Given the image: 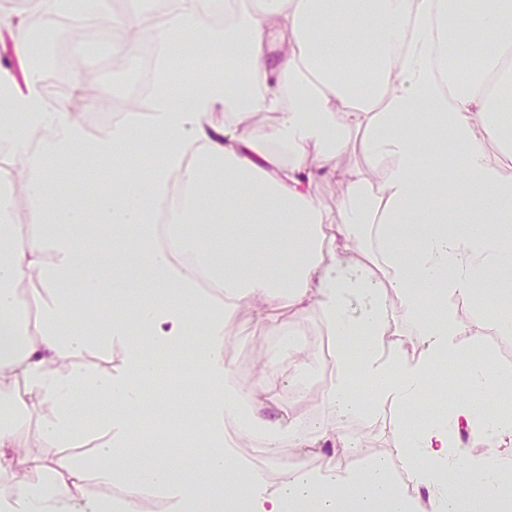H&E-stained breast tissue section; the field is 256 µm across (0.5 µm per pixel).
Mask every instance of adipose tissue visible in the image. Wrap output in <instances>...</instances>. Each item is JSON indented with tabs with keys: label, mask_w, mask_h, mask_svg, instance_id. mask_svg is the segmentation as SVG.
Wrapping results in <instances>:
<instances>
[{
	"label": "adipose tissue",
	"mask_w": 512,
	"mask_h": 512,
	"mask_svg": "<svg viewBox=\"0 0 512 512\" xmlns=\"http://www.w3.org/2000/svg\"><path fill=\"white\" fill-rule=\"evenodd\" d=\"M216 1L224 7L220 25L209 21ZM109 23L129 33L113 42V55L133 61L135 38L146 34L156 53L144 108L113 120L103 139L86 142L68 103L48 107L39 71L21 91L0 66V153L22 164L33 223L20 236L11 198L0 197V405L20 412L38 400L45 443L98 439L96 476L118 483L122 497H79L87 478L81 468L67 458L32 457L34 481L13 484L0 512H122L154 495L167 512H210L217 498L247 500L251 512L310 503L316 512H345L349 497L357 512H469L451 481L461 470L476 496L502 498L512 472V418L498 413L489 389H511V371L468 364L467 401H436L432 417L416 426L405 412L441 391V363L465 362L457 339L468 327L448 299L478 296L491 277L512 269V251L495 230L512 223V177L488 147L495 140L512 151V114L498 95L512 87V0H257L252 8L242 0H155L153 13L115 14ZM217 51L223 77L204 70L175 85L171 59ZM340 57L371 58L370 76L337 68ZM452 58L473 67L457 72ZM259 112L278 113L277 125L238 136ZM415 118L448 130L458 146L435 160L454 202L428 191L422 157L404 131ZM140 129L148 136L135 154L128 146ZM356 132L377 177L336 170ZM84 153L123 174L90 210L58 202L51 167ZM336 175L344 184L342 222L329 232L330 218L307 187ZM414 210L424 224L406 223ZM452 224L465 232H449ZM367 226L383 285L354 253ZM203 277L211 289L200 288ZM107 281L112 318L87 325L82 304ZM23 293L35 307L31 324L22 320ZM279 301L297 314L318 309L336 340V376L312 430L283 401L281 373L242 388L224 364L225 320L251 303L260 324L284 334ZM393 302L425 345L417 360L389 346ZM115 344L124 351L120 372L77 365L83 353ZM181 351L192 354L193 378L206 395L207 414L190 432L212 447L200 462L206 476L169 459L124 470L120 452L137 432L135 417L168 358ZM357 376L371 384L367 399L354 392ZM85 398L105 399L106 415L83 420ZM265 402L276 405V419L260 415ZM386 405L398 414L399 454L427 502L397 493L383 458L354 471L289 468L271 480L224 445L231 421L265 435L274 455L300 457L325 441L347 448L348 421ZM464 430L485 441L482 460L460 452Z\"/></svg>",
	"instance_id": "obj_1"
}]
</instances>
